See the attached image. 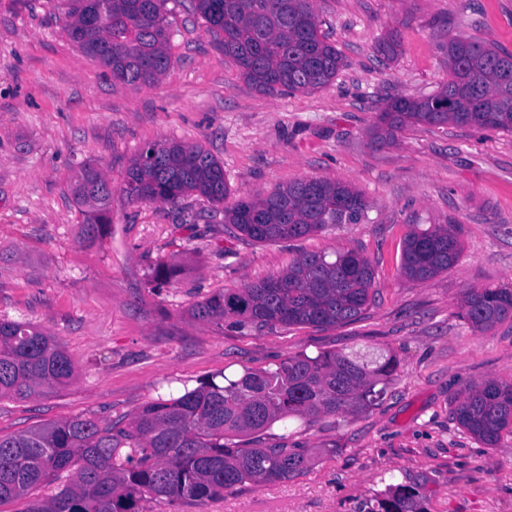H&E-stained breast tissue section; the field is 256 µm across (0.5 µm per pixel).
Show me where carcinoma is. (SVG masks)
Returning a JSON list of instances; mask_svg holds the SVG:
<instances>
[{"label":"carcinoma","mask_w":512,"mask_h":512,"mask_svg":"<svg viewBox=\"0 0 512 512\" xmlns=\"http://www.w3.org/2000/svg\"><path fill=\"white\" fill-rule=\"evenodd\" d=\"M168 0H68L71 40L107 68L112 80L152 85L170 64ZM218 50L233 60L258 91H314L341 65L336 47L319 30L312 0H193ZM104 8L100 25L88 16ZM397 31L375 45L395 58ZM449 78L434 94L393 97L371 130L377 143L408 126L448 123L512 131V53L482 41L454 38L444 47ZM448 102L437 111L433 102ZM87 208L85 232L102 234L110 222L112 186L85 166L72 186ZM121 193L130 202L176 204L194 194L224 206V222L256 242L297 240L367 219L369 203L355 189L301 179L267 194L230 200L224 166L200 145L149 144L127 170ZM456 224L410 231L401 268L414 281L447 271L458 259ZM177 269L157 264L152 282L169 284ZM370 261L355 251L309 252L288 268L236 290L195 303L191 315L228 319L241 327H336L357 320L373 298ZM459 316L486 332L512 320V285L469 289ZM399 367L386 350L297 354L276 368L246 371L235 379L211 377L177 395L146 404L123 427L94 417L50 421L16 434H0V507L20 512H144L147 502L203 503L247 482L291 479L308 463L305 448L262 444L277 422L307 423L344 417L379 405ZM75 367L60 343L39 327L0 318V398L26 400L68 386ZM450 416L487 448L512 436V380L488 379L450 404ZM56 485L55 492L40 491ZM358 512H428L419 487L392 484L360 504Z\"/></svg>","instance_id":"obj_1"}]
</instances>
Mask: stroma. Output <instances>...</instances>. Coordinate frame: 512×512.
Instances as JSON below:
<instances>
[{"label": "stroma", "mask_w": 512, "mask_h": 512, "mask_svg": "<svg viewBox=\"0 0 512 512\" xmlns=\"http://www.w3.org/2000/svg\"><path fill=\"white\" fill-rule=\"evenodd\" d=\"M167 7L171 63L149 87L113 81L79 49L64 26L65 0H0V317L55 336L76 370L66 389L0 399V433L76 416L124 423L220 373L381 348L399 367L379 406L265 433V442L308 449L302 473L145 512H357L392 482L418 485L429 512H512V437L487 448L449 416L467 388L512 378V320L481 333L458 316L465 289L512 283V131L409 126L383 145L369 135L388 99L427 96L447 82L448 40L512 53V0H313L343 65L321 89L278 96L254 89L214 47L191 0ZM394 30L401 52L387 62L375 44ZM165 140L208 149L234 196L323 179L361 193L369 219L266 244L201 197L128 202L120 187L132 159ZM86 164L113 187L111 223L96 239L71 193ZM448 222L460 226L457 262L432 279H406L405 234ZM350 250L375 270V300L354 322L258 330L190 314L300 254ZM162 261L181 272L157 288Z\"/></svg>", "instance_id": "1"}]
</instances>
